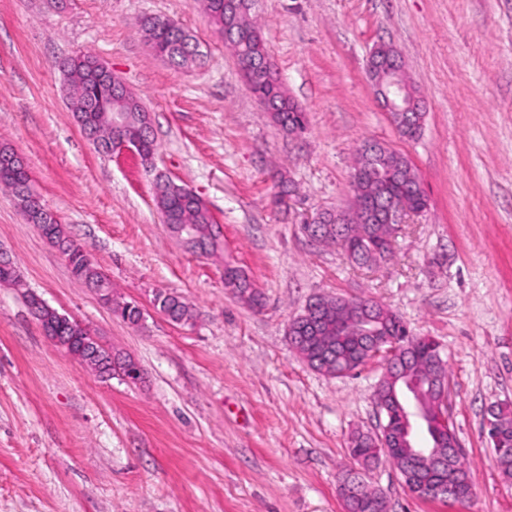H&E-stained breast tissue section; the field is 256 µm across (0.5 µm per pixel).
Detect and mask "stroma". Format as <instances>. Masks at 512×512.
I'll return each mask as SVG.
<instances>
[{"label": "stroma", "mask_w": 512, "mask_h": 512, "mask_svg": "<svg viewBox=\"0 0 512 512\" xmlns=\"http://www.w3.org/2000/svg\"><path fill=\"white\" fill-rule=\"evenodd\" d=\"M151 14L186 29L202 61L180 69L152 54L136 29ZM254 14L306 114L302 134L271 122L202 0H0V144L145 317L113 314L0 189V251L23 278L0 287V512H343L350 435L384 422V367L332 377L296 356L288 324L318 295L378 300L439 342L474 483L468 512H512L483 428L490 407L512 404V0H255ZM383 42L422 99L413 140L366 76ZM84 53L140 97L155 166L202 198L221 228L217 254L171 235L139 157L106 154L81 131L55 63ZM366 140L406 156L428 199L372 269L302 229L350 206ZM278 174L291 185L281 205ZM228 264L261 291V309L225 288ZM160 290L186 297L188 323L155 307ZM31 293L131 357L140 380H101L53 346ZM366 479L388 512H455L408 493L388 461Z\"/></svg>", "instance_id": "1"}]
</instances>
